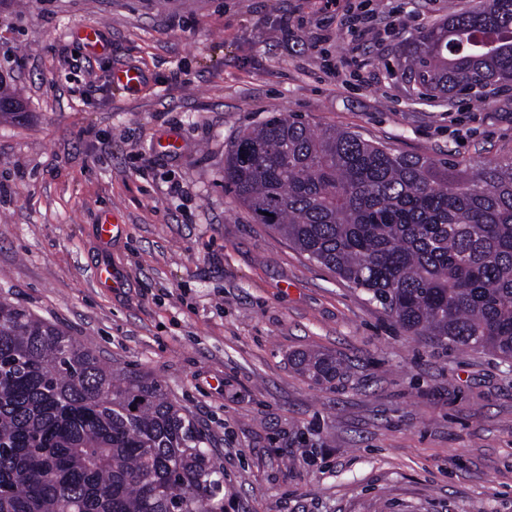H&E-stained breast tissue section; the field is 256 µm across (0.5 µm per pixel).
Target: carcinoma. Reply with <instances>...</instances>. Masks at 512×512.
<instances>
[{"label":"carcinoma","mask_w":512,"mask_h":512,"mask_svg":"<svg viewBox=\"0 0 512 512\" xmlns=\"http://www.w3.org/2000/svg\"><path fill=\"white\" fill-rule=\"evenodd\" d=\"M398 64L434 98L512 83V0L424 29ZM21 109L0 80V118ZM224 185L405 330L512 360V163L396 155L280 112L240 134ZM298 365L339 371L321 353ZM0 512H224V472L156 381L0 297Z\"/></svg>","instance_id":"1"}]
</instances>
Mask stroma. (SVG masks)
I'll return each mask as SVG.
<instances>
[{
    "mask_svg": "<svg viewBox=\"0 0 512 512\" xmlns=\"http://www.w3.org/2000/svg\"><path fill=\"white\" fill-rule=\"evenodd\" d=\"M341 3L372 11L373 39L315 0H0V73L24 103L0 119V296L158 382L223 469L224 512H512V363L407 332L224 188L231 145L274 112L396 154L512 161L511 85L423 100L394 65L479 0ZM106 212L126 227L107 245ZM303 352L336 377L302 374ZM297 364L316 381L333 379L339 371L336 358L321 353L303 355L298 359Z\"/></svg>",
    "mask_w": 512,
    "mask_h": 512,
    "instance_id": "obj_1",
    "label": "stroma"
}]
</instances>
